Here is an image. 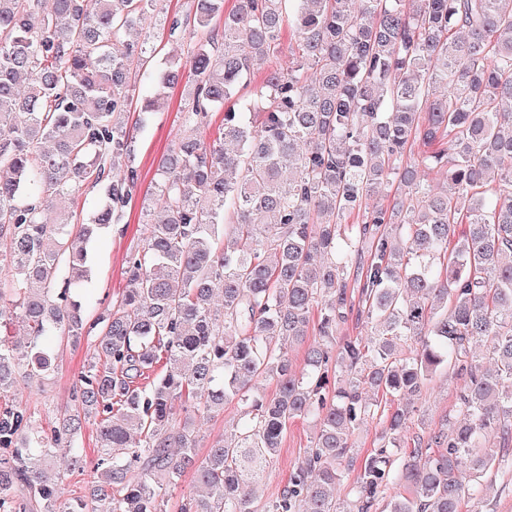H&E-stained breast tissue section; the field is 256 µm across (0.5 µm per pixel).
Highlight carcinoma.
I'll use <instances>...</instances> for the list:
<instances>
[{
    "instance_id": "cac0c4a2",
    "label": "carcinoma",
    "mask_w": 512,
    "mask_h": 512,
    "mask_svg": "<svg viewBox=\"0 0 512 512\" xmlns=\"http://www.w3.org/2000/svg\"><path fill=\"white\" fill-rule=\"evenodd\" d=\"M163 2L0 0V330L17 318L29 336L0 337V512H167L188 471L202 493L178 512H255L244 488L295 419L316 435L266 512L489 504L512 481V0ZM154 15L187 47L162 67L149 37L130 39ZM285 29L294 62L266 71L257 105L242 89ZM181 82L143 246L86 324L88 245L138 191L128 107L156 112ZM416 143L438 181L403 163ZM82 184L101 194L89 223L50 213ZM352 317L365 336L337 337ZM58 336L93 356L83 414L46 429L16 390L54 371ZM304 342L298 373L288 347ZM442 371L465 379L454 414L401 449L424 425L412 397ZM231 402L233 433L199 458L192 413ZM88 416L101 481L62 501L37 462L83 467ZM373 420L378 447L339 502L351 433Z\"/></svg>"
}]
</instances>
